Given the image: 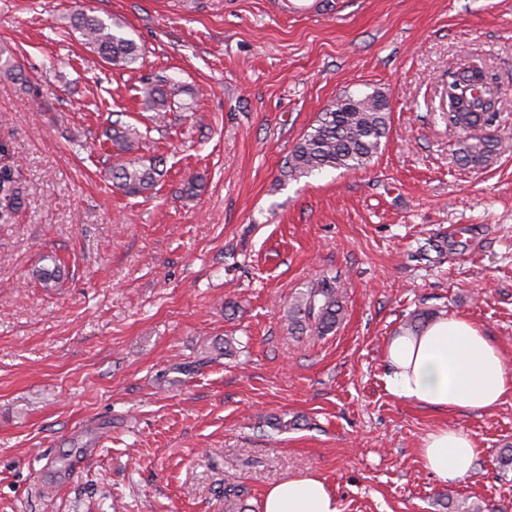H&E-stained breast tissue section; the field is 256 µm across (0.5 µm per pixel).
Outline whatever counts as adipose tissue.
<instances>
[{
	"label": "adipose tissue",
	"instance_id": "adipose-tissue-1",
	"mask_svg": "<svg viewBox=\"0 0 512 512\" xmlns=\"http://www.w3.org/2000/svg\"><path fill=\"white\" fill-rule=\"evenodd\" d=\"M385 357L388 391L397 398L442 409L490 410L512 390L499 350L466 318L443 317L415 334L390 338ZM421 456L444 482L470 475L477 457L468 434L448 429L429 433ZM261 512H339L336 496L319 478L303 477L271 487Z\"/></svg>",
	"mask_w": 512,
	"mask_h": 512
}]
</instances>
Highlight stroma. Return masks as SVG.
Masks as SVG:
<instances>
[{
    "mask_svg": "<svg viewBox=\"0 0 512 512\" xmlns=\"http://www.w3.org/2000/svg\"><path fill=\"white\" fill-rule=\"evenodd\" d=\"M310 2L0 0V52L29 78L0 73V165L20 169L0 207V512H224L229 475L255 507L316 476L340 512H512V392L441 411L385 385L386 344L421 311L467 318L512 371V149L457 160L512 135V0ZM79 8L143 66L94 63ZM466 60L506 85L467 134L444 115ZM157 74L185 89L161 129L139 93ZM375 90L390 125L365 169L284 177L332 100ZM115 122L163 161L152 197L109 179ZM44 255L59 287L33 276ZM326 274L342 322L292 331ZM440 428L478 444L464 479L424 466ZM500 147L501 140L497 138L479 139L477 143L468 144L461 149L463 155L460 160L465 164L480 165L486 162Z\"/></svg>",
    "mask_w": 512,
    "mask_h": 512,
    "instance_id": "stroma-1",
    "label": "stroma"
}]
</instances>
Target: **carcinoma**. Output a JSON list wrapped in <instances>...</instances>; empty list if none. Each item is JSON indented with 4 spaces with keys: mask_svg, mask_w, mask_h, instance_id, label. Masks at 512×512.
<instances>
[{
    "mask_svg": "<svg viewBox=\"0 0 512 512\" xmlns=\"http://www.w3.org/2000/svg\"><path fill=\"white\" fill-rule=\"evenodd\" d=\"M69 26L79 32L97 57L104 63L121 69H135L140 63L136 42L120 28L103 18L80 9L69 16ZM479 69L453 73L452 84H460L461 100L466 111L448 113V123L462 130L493 120L495 112L487 98L501 94V85L491 92L479 86ZM180 93L177 83L165 75H157L144 84V107L162 119L174 105ZM390 124L387 98L373 92L355 96L344 94L326 106L303 135L285 162V176L298 180L326 170L357 171L365 168L381 148ZM141 134L131 125L115 124L108 134L112 149L118 156H127L124 162L112 167V184L131 197L150 196L164 177L162 160L147 162L130 154L138 150ZM501 147L497 138L480 139L462 148L461 161L480 165ZM15 172L10 165L0 166V201L14 202ZM51 265H42L34 271L37 280L46 288L55 287L60 280V266L55 259ZM343 314L341 295L334 279L316 280L288 310V320L295 330H303L309 323L324 335L336 327ZM247 487L238 480H224V512H246Z\"/></svg>",
    "mask_w": 512,
    "mask_h": 512,
    "instance_id": "cac0c4a2",
    "label": "carcinoma"
}]
</instances>
